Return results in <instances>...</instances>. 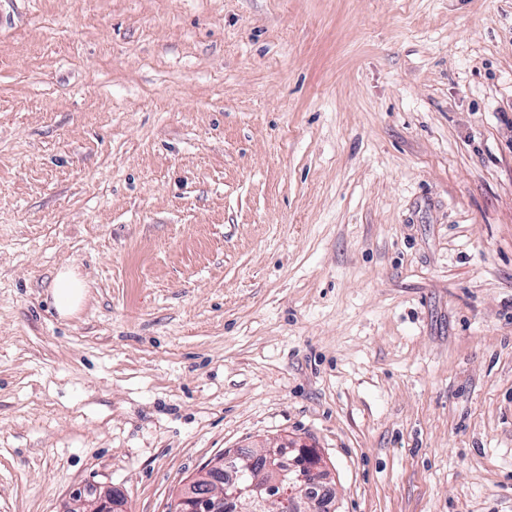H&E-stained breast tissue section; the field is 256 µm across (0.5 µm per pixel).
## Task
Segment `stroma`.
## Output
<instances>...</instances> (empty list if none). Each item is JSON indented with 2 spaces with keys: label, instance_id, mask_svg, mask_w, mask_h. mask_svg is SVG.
I'll list each match as a JSON object with an SVG mask.
<instances>
[{
  "label": "stroma",
  "instance_id": "stroma-1",
  "mask_svg": "<svg viewBox=\"0 0 512 512\" xmlns=\"http://www.w3.org/2000/svg\"><path fill=\"white\" fill-rule=\"evenodd\" d=\"M281 441L512 512V0H0V512ZM87 296V285L72 271L62 269L57 272L51 287L52 305L61 316L75 312Z\"/></svg>",
  "mask_w": 512,
  "mask_h": 512
}]
</instances>
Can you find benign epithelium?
<instances>
[{
	"mask_svg": "<svg viewBox=\"0 0 512 512\" xmlns=\"http://www.w3.org/2000/svg\"><path fill=\"white\" fill-rule=\"evenodd\" d=\"M250 467L259 475L249 481L231 479L223 485L216 477V488L206 494L189 488L177 499L176 512H231L243 503L250 505L251 512H267L289 498L298 512H330L328 502L312 491L330 483V474L318 461L316 449L269 443L242 465L244 469ZM112 504V490L95 487L75 492L62 512H114Z\"/></svg>",
	"mask_w": 512,
	"mask_h": 512,
	"instance_id": "7a95c632",
	"label": "benign epithelium"
}]
</instances>
